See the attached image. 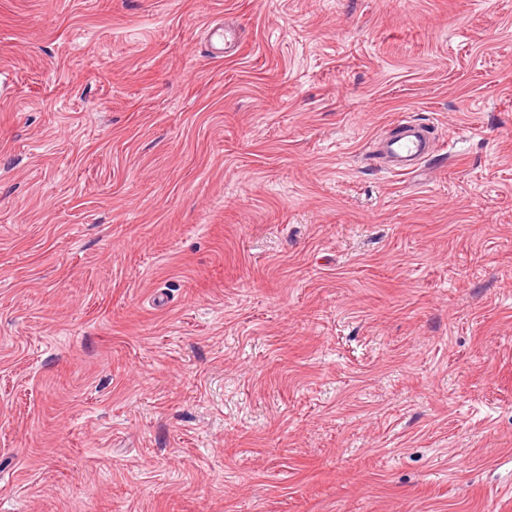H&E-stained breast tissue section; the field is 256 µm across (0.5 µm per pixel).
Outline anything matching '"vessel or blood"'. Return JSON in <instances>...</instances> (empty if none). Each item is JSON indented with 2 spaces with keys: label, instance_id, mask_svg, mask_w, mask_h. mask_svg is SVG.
Masks as SVG:
<instances>
[{
  "label": "vessel or blood",
  "instance_id": "vessel-or-blood-1",
  "mask_svg": "<svg viewBox=\"0 0 512 512\" xmlns=\"http://www.w3.org/2000/svg\"><path fill=\"white\" fill-rule=\"evenodd\" d=\"M434 149V139L427 124L399 121L389 136L376 140L372 156L389 173L409 175L427 161Z\"/></svg>",
  "mask_w": 512,
  "mask_h": 512
}]
</instances>
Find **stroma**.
Instances as JSON below:
<instances>
[{
	"instance_id": "obj_1",
	"label": "stroma",
	"mask_w": 512,
	"mask_h": 512,
	"mask_svg": "<svg viewBox=\"0 0 512 512\" xmlns=\"http://www.w3.org/2000/svg\"><path fill=\"white\" fill-rule=\"evenodd\" d=\"M0 512H512V0H0ZM428 126L417 121H399L392 134L376 140L373 158L389 173H415L433 153L434 139Z\"/></svg>"
}]
</instances>
